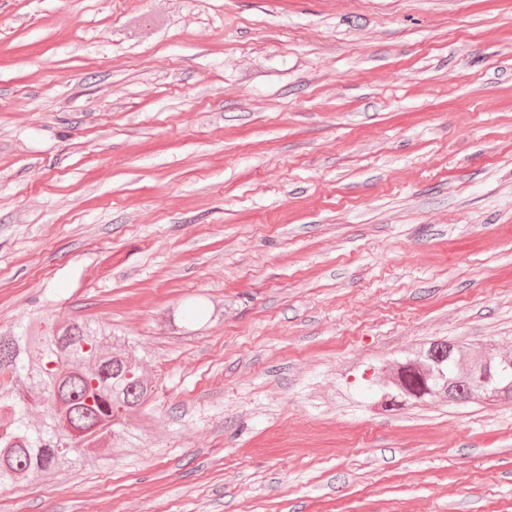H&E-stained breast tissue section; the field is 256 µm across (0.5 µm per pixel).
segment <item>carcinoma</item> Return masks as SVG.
<instances>
[{
	"mask_svg": "<svg viewBox=\"0 0 512 512\" xmlns=\"http://www.w3.org/2000/svg\"><path fill=\"white\" fill-rule=\"evenodd\" d=\"M134 343L96 324L55 325L35 316L18 333L0 332V486L32 473L49 475L74 464L86 447L59 426L67 417L76 428L92 430L94 438L112 435V447L137 448V436L123 420L140 411L153 389L141 371ZM476 366L494 369L491 358H464L446 342H433L396 362L390 380L370 386L372 399L408 398L426 387L433 397L469 401L475 396L471 372ZM35 390L42 422L29 425Z\"/></svg>",
	"mask_w": 512,
	"mask_h": 512,
	"instance_id": "obj_1",
	"label": "carcinoma"
}]
</instances>
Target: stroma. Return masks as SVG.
<instances>
[{
    "mask_svg": "<svg viewBox=\"0 0 512 512\" xmlns=\"http://www.w3.org/2000/svg\"><path fill=\"white\" fill-rule=\"evenodd\" d=\"M36 310L155 393L0 512H512V404L337 390L512 350V0H0V328Z\"/></svg>",
    "mask_w": 512,
    "mask_h": 512,
    "instance_id": "35a3bbf8",
    "label": "stroma"
}]
</instances>
